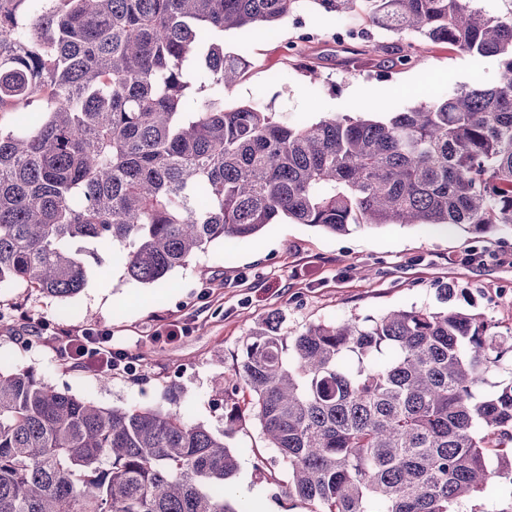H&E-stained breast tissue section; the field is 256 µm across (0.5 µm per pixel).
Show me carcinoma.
I'll use <instances>...</instances> for the list:
<instances>
[{
  "instance_id": "carcinoma-1",
  "label": "carcinoma",
  "mask_w": 512,
  "mask_h": 512,
  "mask_svg": "<svg viewBox=\"0 0 512 512\" xmlns=\"http://www.w3.org/2000/svg\"><path fill=\"white\" fill-rule=\"evenodd\" d=\"M309 1L503 68L396 112L290 124L224 108L249 62L224 31ZM0 0V286L66 300L92 266L160 283L286 217L356 228L512 224V0ZM512 329L449 307L246 336L239 380L308 512H460L512 476ZM507 379L487 389L489 377ZM224 439L175 411L103 408L0 369V512H247Z\"/></svg>"
}]
</instances>
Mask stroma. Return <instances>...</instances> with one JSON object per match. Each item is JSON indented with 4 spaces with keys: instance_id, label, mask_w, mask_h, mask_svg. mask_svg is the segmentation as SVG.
<instances>
[{
    "instance_id": "35a3bbf8",
    "label": "stroma",
    "mask_w": 512,
    "mask_h": 512,
    "mask_svg": "<svg viewBox=\"0 0 512 512\" xmlns=\"http://www.w3.org/2000/svg\"><path fill=\"white\" fill-rule=\"evenodd\" d=\"M340 22L357 27L359 39L337 42ZM224 51L251 63L225 107L250 105L291 124L357 112L369 90L390 112L502 77L497 58L416 35L401 39L361 15L339 19L312 5L271 26L226 31ZM406 54L410 63L397 64ZM446 286L451 305L481 312L499 330L512 327V229L387 225L333 235L283 220L245 240L211 243L162 284L130 281L112 263L63 301L23 283L0 288V364L34 368L57 389L102 407L160 406L224 436L226 407H247L251 396L243 388L217 396L214 383L232 377L244 337L262 320L279 316L291 336L392 309L436 310ZM173 323L184 333L171 342L165 333ZM85 329L111 331L132 371H113L104 387L96 373L59 359L56 332ZM224 438L238 459L231 501L249 512H304L283 494L288 467L258 420L245 416Z\"/></svg>"
}]
</instances>
